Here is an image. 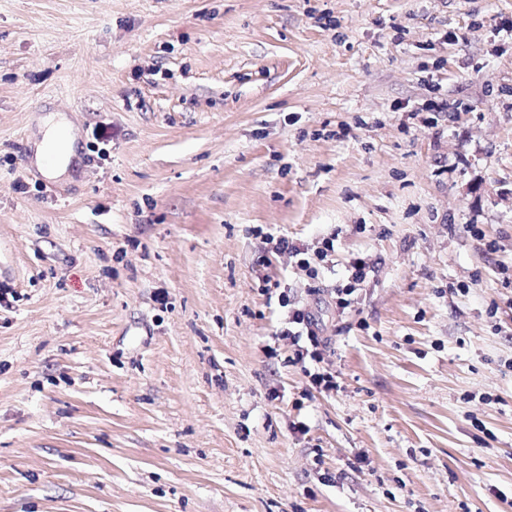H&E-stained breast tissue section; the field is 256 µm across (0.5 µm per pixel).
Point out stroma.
<instances>
[{
	"instance_id": "stroma-1",
	"label": "stroma",
	"mask_w": 512,
	"mask_h": 512,
	"mask_svg": "<svg viewBox=\"0 0 512 512\" xmlns=\"http://www.w3.org/2000/svg\"><path fill=\"white\" fill-rule=\"evenodd\" d=\"M0 286V512H512V0H0ZM46 117L42 125V137L36 142L33 163L44 174L64 173L77 154L75 138L70 133V124L65 117ZM51 155L53 161L47 162ZM370 270V266L363 260L357 259L349 270L350 274L347 277L346 284H340L334 291V299L336 300V309L344 311L350 305L351 298L355 291L356 286L362 284ZM288 324L291 325L282 331L281 336H303L306 335L312 350L308 348L301 350L297 353L299 360H304L307 356L311 360L321 361V350L320 348H326L329 342L328 336H325V329L317 316L307 308H296L294 307L291 311Z\"/></svg>"
}]
</instances>
